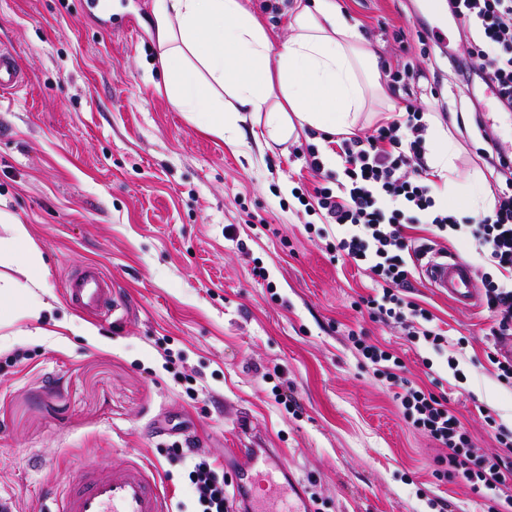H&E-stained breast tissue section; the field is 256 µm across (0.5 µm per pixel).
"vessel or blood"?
<instances>
[{"instance_id": "1", "label": "vessel or blood", "mask_w": 512, "mask_h": 512, "mask_svg": "<svg viewBox=\"0 0 512 512\" xmlns=\"http://www.w3.org/2000/svg\"><path fill=\"white\" fill-rule=\"evenodd\" d=\"M24 76L15 55L0 50V92L22 85ZM431 287L448 296L457 305L470 306L478 299L476 275L472 267L458 257L437 255L424 267ZM66 294L71 305L110 318L117 309L112 283L97 265H87L72 276ZM278 452L250 450L245 463L237 468L236 488L245 504L270 499L275 473H282L292 496L286 512H313L291 472L277 459ZM49 512H170L169 503L158 483L135 464L108 470L90 471L78 479L55 488Z\"/></svg>"}]
</instances>
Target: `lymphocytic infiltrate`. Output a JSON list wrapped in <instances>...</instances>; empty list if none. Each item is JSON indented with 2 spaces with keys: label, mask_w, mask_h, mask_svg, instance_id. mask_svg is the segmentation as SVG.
Masks as SVG:
<instances>
[{
  "label": "lymphocytic infiltrate",
  "mask_w": 512,
  "mask_h": 512,
  "mask_svg": "<svg viewBox=\"0 0 512 512\" xmlns=\"http://www.w3.org/2000/svg\"><path fill=\"white\" fill-rule=\"evenodd\" d=\"M448 5L466 35L469 58L478 62L483 80L497 88L500 103L511 109L512 0H448ZM422 118V107L410 101L402 115L372 132L339 140L347 181L334 189L315 190L326 223L341 229L327 248L367 264L377 276L375 295L364 300L374 320L406 325L411 339L442 352L448 348L447 336L426 309L407 297L412 264L435 250L447 253L450 240L474 238L485 267L482 301L494 318L490 334L498 340L512 336V157L480 149V158L502 186L488 214L478 223H464L433 195ZM412 224L430 225L437 244L407 236L405 230ZM351 342L373 366L375 376L395 386L393 398L404 422L441 448L437 462L446 475L464 480L485 500L511 508L512 426L486 417L501 450L477 453L445 397L403 376L401 362L388 350L356 335ZM165 454L184 465L194 491L193 512H229L223 474L198 454L192 440L173 442Z\"/></svg>",
  "instance_id": "obj_1"
}]
</instances>
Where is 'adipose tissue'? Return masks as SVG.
I'll list each match as a JSON object with an SVG mask.
<instances>
[{"label": "adipose tissue", "instance_id": "obj_1", "mask_svg": "<svg viewBox=\"0 0 512 512\" xmlns=\"http://www.w3.org/2000/svg\"><path fill=\"white\" fill-rule=\"evenodd\" d=\"M151 13L170 103L228 145L242 144L248 119L267 148L306 128L348 135L387 98L375 52L337 0H294L291 34L279 45L245 0H152ZM433 136L429 165L448 190L458 175L457 147L442 129ZM0 224L11 230L0 238V261L17 264L24 276L0 278V325L17 314L40 318L39 250L1 200Z\"/></svg>", "mask_w": 512, "mask_h": 512}]
</instances>
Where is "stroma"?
<instances>
[{"mask_svg": "<svg viewBox=\"0 0 512 512\" xmlns=\"http://www.w3.org/2000/svg\"><path fill=\"white\" fill-rule=\"evenodd\" d=\"M338 3L382 73L419 68L389 89L395 111L421 101L426 127L441 123L461 146L460 180L486 178L477 127L511 149L512 110L483 91L476 64L457 69L465 36L447 0ZM151 4L115 0V25L83 0H0V47L26 76L0 95V199L42 254L36 296L49 305L0 327V490L17 512H39L46 489L133 462L161 480L174 512H190L181 463L159 453L179 424L227 471L239 443L283 449L315 512H494L436 475L437 447L349 340L356 331L392 352L407 378L447 398L477 452L494 453L485 417L512 421V386L487 358L488 310L456 305L416 273L409 298L446 331L444 355L357 310L373 274L336 260L326 244L338 227L297 198L342 178L343 166L309 167L310 146L333 151L335 138L308 132L268 150L251 134L232 147L199 130L161 90ZM90 263L112 280L111 319L65 298ZM17 351L28 357L11 363ZM278 387L298 411L276 402Z\"/></svg>", "mask_w": 512, "mask_h": 512, "instance_id": "obj_1", "label": "stroma"}]
</instances>
